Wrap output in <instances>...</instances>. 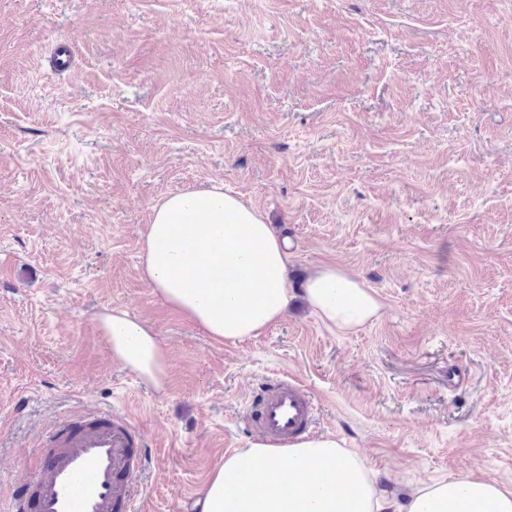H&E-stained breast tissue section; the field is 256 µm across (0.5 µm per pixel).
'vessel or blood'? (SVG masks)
<instances>
[{
  "label": "vessel or blood",
  "mask_w": 512,
  "mask_h": 512,
  "mask_svg": "<svg viewBox=\"0 0 512 512\" xmlns=\"http://www.w3.org/2000/svg\"><path fill=\"white\" fill-rule=\"evenodd\" d=\"M316 412L307 389L283 380L266 388L247 419L263 436L285 444L310 430ZM143 445L125 414L98 409L64 415L24 462L6 512H133Z\"/></svg>",
  "instance_id": "obj_1"
}]
</instances>
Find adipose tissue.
<instances>
[{
  "mask_svg": "<svg viewBox=\"0 0 512 512\" xmlns=\"http://www.w3.org/2000/svg\"><path fill=\"white\" fill-rule=\"evenodd\" d=\"M288 243L263 212L215 183L174 193L152 208L142 271L169 307L218 340L241 342L280 321L292 299ZM223 280H216V269ZM304 296L341 332L376 317L381 304L355 275L326 266ZM112 357L155 388L167 378V350L154 328L120 309L101 313ZM195 512H512V488L466 473L389 499L360 454L335 436L288 445L265 439L235 449L210 471Z\"/></svg>",
  "mask_w": 512,
  "mask_h": 512,
  "instance_id": "1",
  "label": "adipose tissue"
}]
</instances>
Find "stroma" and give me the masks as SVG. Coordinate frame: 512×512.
Returning <instances> with one entry per match:
<instances>
[{
  "mask_svg": "<svg viewBox=\"0 0 512 512\" xmlns=\"http://www.w3.org/2000/svg\"><path fill=\"white\" fill-rule=\"evenodd\" d=\"M215 182L294 285L343 268L378 317L335 333L298 295L232 343L166 306L152 207ZM115 308L164 342V390L113 360ZM280 378L397 497L512 486V0H0V500L57 416L109 407L144 435L134 512H184Z\"/></svg>",
  "mask_w": 512,
  "mask_h": 512,
  "instance_id": "35a3bbf8",
  "label": "stroma"
}]
</instances>
